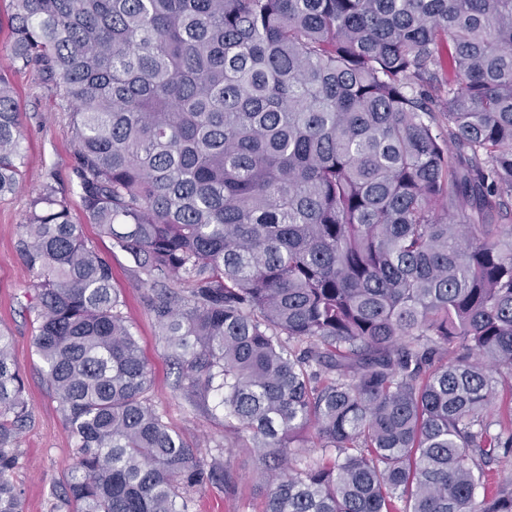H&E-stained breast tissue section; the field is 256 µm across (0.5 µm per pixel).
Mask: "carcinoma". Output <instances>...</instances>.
I'll return each mask as SVG.
<instances>
[{
	"instance_id": "carcinoma-1",
	"label": "carcinoma",
	"mask_w": 512,
	"mask_h": 512,
	"mask_svg": "<svg viewBox=\"0 0 512 512\" xmlns=\"http://www.w3.org/2000/svg\"><path fill=\"white\" fill-rule=\"evenodd\" d=\"M12 2L10 67L71 110L82 213L151 284L185 397L275 475L263 512H512V0ZM21 143L0 68V197ZM18 235L73 442L58 512L231 491L150 402L52 172ZM31 419L0 332V512Z\"/></svg>"
}]
</instances>
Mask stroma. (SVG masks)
Wrapping results in <instances>:
<instances>
[{
	"label": "stroma",
	"mask_w": 512,
	"mask_h": 512,
	"mask_svg": "<svg viewBox=\"0 0 512 512\" xmlns=\"http://www.w3.org/2000/svg\"><path fill=\"white\" fill-rule=\"evenodd\" d=\"M10 79L21 114L26 166L23 189L0 199V331L12 338L32 408V420L19 436L23 456L13 481L24 491L25 512H56L64 477L73 465V442L61 403L48 386L32 345L36 321L27 309L32 275L17 250L18 226L29 209L31 187L47 170L55 173L59 187L69 194L74 214L82 209L72 170L69 112L36 71H14ZM84 234L111 260L112 282L124 302L123 313L152 367L153 404L187 443L207 451L223 442V414L191 405L176 388L178 372L146 306L149 286L139 281L132 258L100 237L95 225L85 224ZM224 461L237 477L234 494H226L219 486L203 490L196 496L194 512H262L268 480L259 474L254 455L234 447L226 450Z\"/></svg>",
	"instance_id": "obj_1"
}]
</instances>
